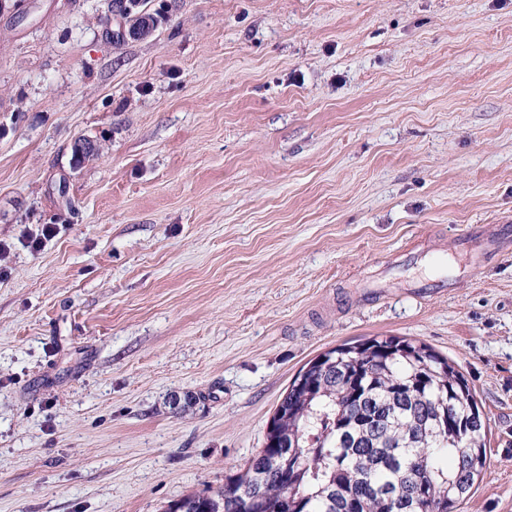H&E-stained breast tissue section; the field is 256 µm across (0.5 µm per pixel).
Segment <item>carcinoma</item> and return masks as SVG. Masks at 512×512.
<instances>
[{"label":"carcinoma","mask_w":512,"mask_h":512,"mask_svg":"<svg viewBox=\"0 0 512 512\" xmlns=\"http://www.w3.org/2000/svg\"><path fill=\"white\" fill-rule=\"evenodd\" d=\"M310 361L264 445L224 488L181 498L187 512H456L487 464V419L455 364L430 346L375 336ZM296 443L289 450L284 442ZM294 452L283 480L274 459Z\"/></svg>","instance_id":"obj_1"}]
</instances>
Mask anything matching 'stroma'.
Wrapping results in <instances>:
<instances>
[{
	"label": "stroma",
	"mask_w": 512,
	"mask_h": 512,
	"mask_svg": "<svg viewBox=\"0 0 512 512\" xmlns=\"http://www.w3.org/2000/svg\"><path fill=\"white\" fill-rule=\"evenodd\" d=\"M149 8L0 12V512L219 490L373 336L455 362L489 425L457 512H512V238L476 276L455 246L512 225V0ZM434 256L454 288H410Z\"/></svg>",
	"instance_id": "1"
}]
</instances>
